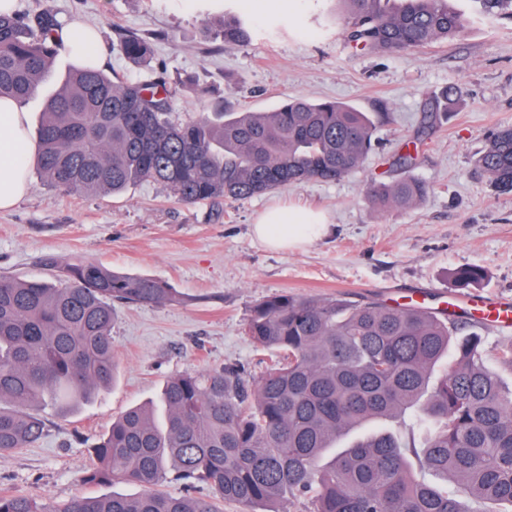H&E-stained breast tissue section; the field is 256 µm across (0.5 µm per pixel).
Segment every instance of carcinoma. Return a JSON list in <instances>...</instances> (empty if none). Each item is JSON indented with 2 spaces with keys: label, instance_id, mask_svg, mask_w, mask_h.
<instances>
[{
  "label": "carcinoma",
  "instance_id": "obj_1",
  "mask_svg": "<svg viewBox=\"0 0 512 512\" xmlns=\"http://www.w3.org/2000/svg\"><path fill=\"white\" fill-rule=\"evenodd\" d=\"M353 49L388 54L463 35L469 19L455 0H334ZM509 13L512 0H477ZM66 26L50 4L34 17L0 13V98L22 105L42 93ZM224 44L251 39L246 21L224 15ZM136 67L152 59L134 34L119 42ZM462 92L429 101L448 115ZM374 117L336 101L283 100L271 112L216 106L182 119L162 81L109 77L86 64L69 69L46 97L34 166L65 193L116 194L138 182L164 185L184 203L236 201L302 182L337 181L370 153ZM476 164L494 188L512 192V125L494 128ZM426 185L408 175L373 181L366 198L385 214L421 203ZM459 288L486 278L479 267L452 274ZM167 283L75 258L53 281L0 275V455L35 444L36 410L66 415L115 375L112 301L165 304ZM246 335L279 360L257 380L238 367L186 372L164 385L162 420L134 407L93 448L81 485L139 484L137 496L78 494L38 503L0 493V512H280L304 498L308 512H512V390L487 362L483 337L416 304L284 292L254 306ZM9 402L5 409L1 403ZM421 468L448 482L440 489ZM213 495L160 490L168 470Z\"/></svg>",
  "mask_w": 512,
  "mask_h": 512
}]
</instances>
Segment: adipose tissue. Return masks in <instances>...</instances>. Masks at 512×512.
I'll use <instances>...</instances> for the list:
<instances>
[{"instance_id":"1","label":"adipose tissue","mask_w":512,"mask_h":512,"mask_svg":"<svg viewBox=\"0 0 512 512\" xmlns=\"http://www.w3.org/2000/svg\"><path fill=\"white\" fill-rule=\"evenodd\" d=\"M30 115L16 102L0 99V211L14 207L30 190L29 169L19 150H32L28 131ZM326 230L307 211L275 205L263 212L253 226L256 238L275 249H296Z\"/></svg>"}]
</instances>
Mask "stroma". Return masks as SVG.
Wrapping results in <instances>:
<instances>
[{"label":"stroma","instance_id":"obj_1","mask_svg":"<svg viewBox=\"0 0 512 512\" xmlns=\"http://www.w3.org/2000/svg\"><path fill=\"white\" fill-rule=\"evenodd\" d=\"M60 18L96 27L100 66L142 82L178 88L187 116L232 99L269 112L286 98L336 100L371 113L374 148L364 165L335 181H308L265 195L184 204L161 184L144 182L117 195L64 193L32 175L29 194L0 211V273L48 279L58 262L84 258L166 282L179 302H113V383L67 416L43 408L42 438L0 456V491L41 503L94 495L141 493L118 483L82 488L78 475L90 450L128 409L156 399L185 372L233 365L261 376L276 360L245 327L261 300L285 291L301 297L410 301L437 310L442 300L512 298V192L496 191L475 165L488 132L512 124V17L482 14L477 0H457L471 15L465 34L421 50L355 53L330 21L332 0H52ZM232 13L249 21L243 46L205 35L203 23ZM148 38V67L133 68L117 50L122 34ZM457 85V111L431 122L428 99ZM420 139L413 176L427 186L416 207L380 215L365 198L376 178L404 174L397 159ZM324 212L327 232L295 251H273L253 237L256 217L274 204ZM475 266L487 277L456 288L455 269ZM464 331L481 330L489 364L504 388L512 369L496 357L512 332L480 329L475 314L456 316Z\"/></svg>","mask_w":512,"mask_h":512}]
</instances>
